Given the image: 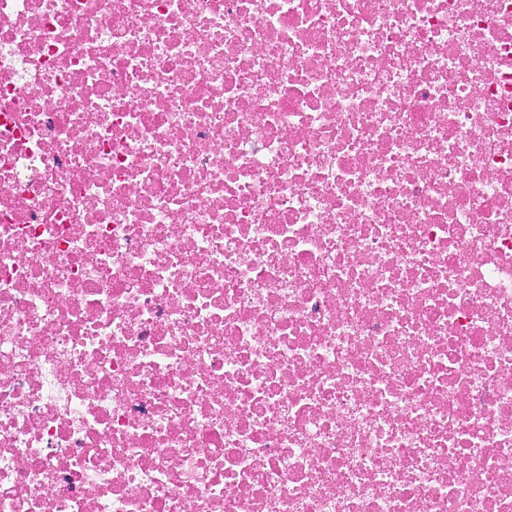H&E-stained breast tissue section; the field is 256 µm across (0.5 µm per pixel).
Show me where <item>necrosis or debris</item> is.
Segmentation results:
<instances>
[{
  "label": "necrosis or debris",
  "mask_w": 512,
  "mask_h": 512,
  "mask_svg": "<svg viewBox=\"0 0 512 512\" xmlns=\"http://www.w3.org/2000/svg\"><path fill=\"white\" fill-rule=\"evenodd\" d=\"M0 512H512V0H0Z\"/></svg>",
  "instance_id": "4bbe7bcc"
}]
</instances>
